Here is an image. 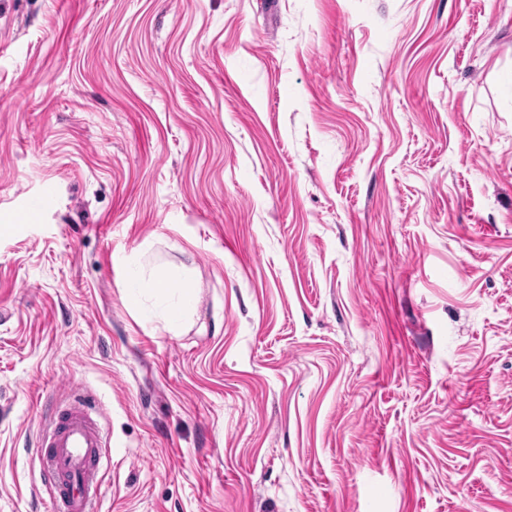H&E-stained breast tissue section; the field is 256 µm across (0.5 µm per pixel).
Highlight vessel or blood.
<instances>
[{
  "label": "vessel or blood",
  "mask_w": 512,
  "mask_h": 512,
  "mask_svg": "<svg viewBox=\"0 0 512 512\" xmlns=\"http://www.w3.org/2000/svg\"><path fill=\"white\" fill-rule=\"evenodd\" d=\"M91 409L88 396L74 394L41 439V469L55 489L51 512H94L103 438Z\"/></svg>",
  "instance_id": "obj_1"
}]
</instances>
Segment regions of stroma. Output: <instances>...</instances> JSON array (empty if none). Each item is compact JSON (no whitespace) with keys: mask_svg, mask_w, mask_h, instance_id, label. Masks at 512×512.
<instances>
[{"mask_svg":"<svg viewBox=\"0 0 512 512\" xmlns=\"http://www.w3.org/2000/svg\"><path fill=\"white\" fill-rule=\"evenodd\" d=\"M75 386L101 512H512V0H0V512Z\"/></svg>","mask_w":512,"mask_h":512,"instance_id":"1","label":"stroma"}]
</instances>
